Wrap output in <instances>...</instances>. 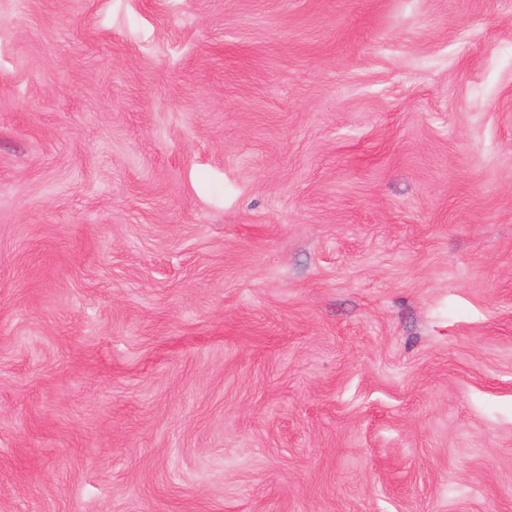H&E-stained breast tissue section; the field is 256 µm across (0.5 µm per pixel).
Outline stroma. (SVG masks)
<instances>
[{
    "instance_id": "stroma-1",
    "label": "stroma",
    "mask_w": 512,
    "mask_h": 512,
    "mask_svg": "<svg viewBox=\"0 0 512 512\" xmlns=\"http://www.w3.org/2000/svg\"><path fill=\"white\" fill-rule=\"evenodd\" d=\"M0 512H512V0H0Z\"/></svg>"
}]
</instances>
